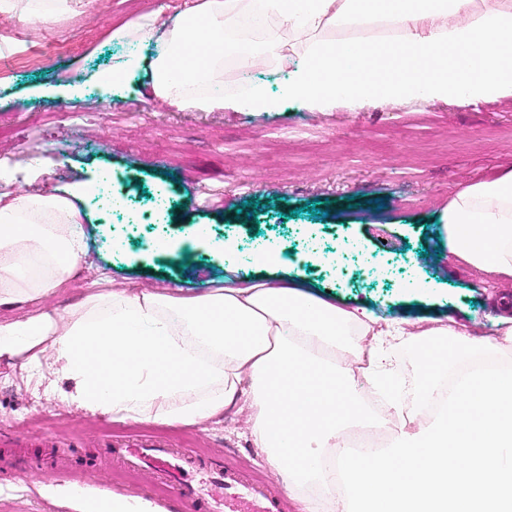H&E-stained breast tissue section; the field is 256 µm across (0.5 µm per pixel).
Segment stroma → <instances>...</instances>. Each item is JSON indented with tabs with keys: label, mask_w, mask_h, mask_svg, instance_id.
<instances>
[{
	"label": "stroma",
	"mask_w": 512,
	"mask_h": 512,
	"mask_svg": "<svg viewBox=\"0 0 512 512\" xmlns=\"http://www.w3.org/2000/svg\"><path fill=\"white\" fill-rule=\"evenodd\" d=\"M195 2L99 0L96 19L72 12L38 31L0 18V160L41 158L35 192L85 193L87 251L46 308L63 311L115 283L200 297L238 278L297 282L344 308L372 310L383 325L451 318L495 338L512 280L450 254L438 213L460 188L512 167V98L178 112L153 99L147 73L117 91L101 86L99 74L129 51L112 39L115 23L150 14L163 31ZM106 171L129 210L106 214L88 195ZM311 204L328 217L312 216ZM192 224L205 228L206 245L148 252ZM227 241L233 250L225 255ZM256 246L283 262H244ZM415 275L428 287L404 288ZM241 387L235 406L195 425L115 420L72 402L74 383L53 360L37 373L24 357L1 356L0 512H88L112 494L183 512L149 469L133 472L110 456V435L168 436L204 460L247 469L282 493L285 512H302L311 492H289L284 476L263 464L249 430L250 380Z\"/></svg>",
	"instance_id": "stroma-1"
}]
</instances>
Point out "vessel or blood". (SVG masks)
I'll list each match as a JSON object with an SVG mask.
<instances>
[{"instance_id": "obj_1", "label": "vessel or blood", "mask_w": 512, "mask_h": 512, "mask_svg": "<svg viewBox=\"0 0 512 512\" xmlns=\"http://www.w3.org/2000/svg\"><path fill=\"white\" fill-rule=\"evenodd\" d=\"M124 465L131 470L149 467L164 485L174 484L182 503L193 512H281L282 501L269 487L234 466L207 463L178 450L162 437H149L137 446L115 445ZM220 486L221 500H214L200 488L199 479Z\"/></svg>"}]
</instances>
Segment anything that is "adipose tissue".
Here are the masks:
<instances>
[{
    "instance_id": "ef3b65f1",
    "label": "adipose tissue",
    "mask_w": 512,
    "mask_h": 512,
    "mask_svg": "<svg viewBox=\"0 0 512 512\" xmlns=\"http://www.w3.org/2000/svg\"><path fill=\"white\" fill-rule=\"evenodd\" d=\"M70 0H0V16L50 27ZM272 18L276 34L235 42L242 14ZM388 27L390 36L327 38L330 28ZM300 47L283 50L280 33ZM158 42L104 72L121 88L150 76L153 95L181 112H279L286 104L321 109L342 101L446 100L461 106L512 97V0H200L164 34L150 21L137 30ZM257 69L289 64L284 94L254 83L243 98L224 95V54ZM452 253L477 270L512 279V170L459 189L439 213ZM72 201L27 190L0 194V307L29 305L0 320V356L41 365L52 353L76 384L79 405L120 420L192 425L233 405L243 377L252 380L251 435L288 489L323 488L305 512H512V371L477 370L445 393L449 368L483 348L470 332L437 320L415 322L412 392L392 381L386 338L407 332L392 322L377 330L369 310H347L296 286L225 281L203 298L171 289L95 292L63 314L41 302L64 288L84 250ZM373 334L377 345L360 340ZM365 358L359 386L352 366ZM383 402L370 416L366 392ZM372 422L390 439L352 455L344 435ZM338 459L341 472L318 461Z\"/></svg>"
}]
</instances>
